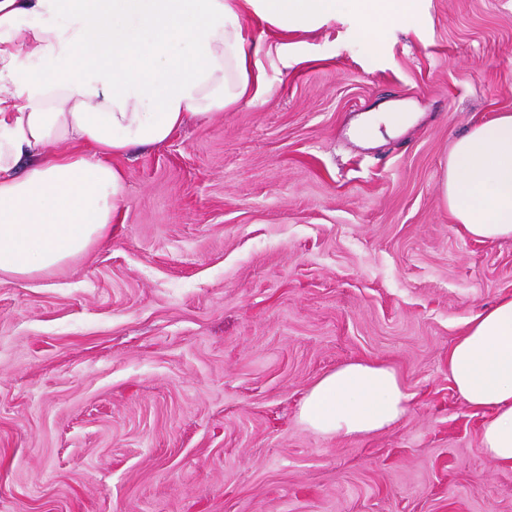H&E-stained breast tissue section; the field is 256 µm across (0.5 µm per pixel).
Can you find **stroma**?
Returning a JSON list of instances; mask_svg holds the SVG:
<instances>
[{"mask_svg":"<svg viewBox=\"0 0 512 512\" xmlns=\"http://www.w3.org/2000/svg\"><path fill=\"white\" fill-rule=\"evenodd\" d=\"M289 40L270 94L118 159L107 236L0 277V512H512L448 378L464 319L512 295V239L467 236L441 187L512 112V0ZM389 103L412 121L353 133ZM351 361L398 371L406 417L313 433L305 391Z\"/></svg>","mask_w":512,"mask_h":512,"instance_id":"35a3bbf8","label":"stroma"}]
</instances>
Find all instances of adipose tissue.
Here are the masks:
<instances>
[{
  "label": "adipose tissue",
  "instance_id": "adipose-tissue-1",
  "mask_svg": "<svg viewBox=\"0 0 512 512\" xmlns=\"http://www.w3.org/2000/svg\"><path fill=\"white\" fill-rule=\"evenodd\" d=\"M420 0H0V276L20 281L85 253L114 224L124 196L116 158L167 141L269 93L260 24L287 62V34L340 12L367 40L415 15ZM32 15L34 23L20 26ZM27 58L18 69V58ZM443 196L478 240L512 238V113L454 141ZM448 378L487 411L481 442L512 467V296L470 314L448 351ZM397 371L349 362L305 392L299 417L322 436L384 431L408 412Z\"/></svg>",
  "mask_w": 512,
  "mask_h": 512
}]
</instances>
